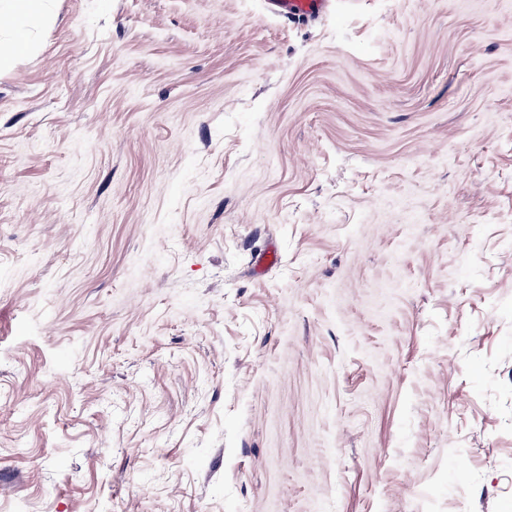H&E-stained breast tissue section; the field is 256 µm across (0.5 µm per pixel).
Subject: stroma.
<instances>
[{"mask_svg":"<svg viewBox=\"0 0 512 512\" xmlns=\"http://www.w3.org/2000/svg\"><path fill=\"white\" fill-rule=\"evenodd\" d=\"M44 12L0 512H512V0ZM327 0H267L271 14L287 19L305 20L319 14L328 4Z\"/></svg>","mask_w":512,"mask_h":512,"instance_id":"35a3bbf8","label":"stroma"}]
</instances>
